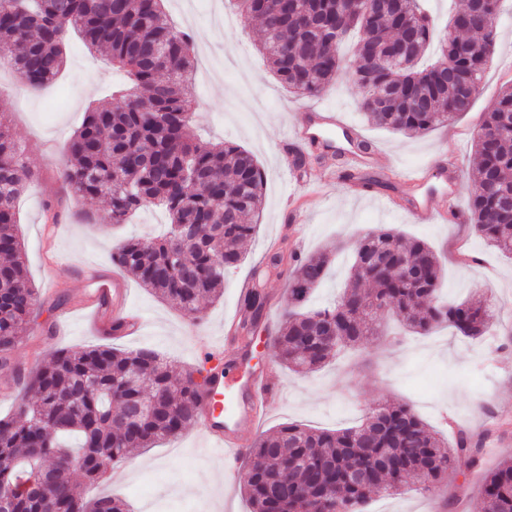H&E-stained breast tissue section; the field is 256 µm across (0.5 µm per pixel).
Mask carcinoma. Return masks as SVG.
I'll list each match as a JSON object with an SVG mask.
<instances>
[{
    "mask_svg": "<svg viewBox=\"0 0 512 512\" xmlns=\"http://www.w3.org/2000/svg\"><path fill=\"white\" fill-rule=\"evenodd\" d=\"M241 16L260 20L258 50L290 93L316 98L340 77L339 46L353 30L359 48L351 75L374 90L360 109L375 125L420 136L470 110L494 52L498 21L484 0L457 12L455 39L440 36L421 0H387L363 19L350 0H234ZM104 52L124 78L116 105L86 112L67 146L62 187L75 201L105 199L111 222L140 209L165 210L160 238L121 241L112 261L140 285L193 316L199 302L220 297L224 278L244 259L256 232L264 172L233 144L211 145L191 131L193 38L171 26L162 0H0V54L30 88L56 80L70 32ZM454 67H419L432 42ZM474 151L478 180L469 219L478 236L512 255V85L484 113ZM34 174L0 115V364L39 309L30 283L16 203ZM339 246L295 260L288 300L273 348L294 372L312 373L345 347L382 335L385 316L425 336L445 325L467 338L488 334L495 311L441 295L442 274L425 241L392 228L366 232L354 250L349 282L335 303L304 308L328 276ZM268 303L260 288L242 298L240 329L250 332ZM198 367L175 376L172 362L142 347L95 346L55 351L24 376L25 394L0 417V490L15 489L7 512H127L110 496L84 499L73 474L94 483L109 470L195 422ZM472 434L453 446L409 405H378L338 431L284 423L249 449L243 492L252 512H362L373 496L439 489L448 471L478 465ZM483 512H512V456L482 475Z\"/></svg>",
    "mask_w": 512,
    "mask_h": 512,
    "instance_id": "carcinoma-1",
    "label": "carcinoma"
}]
</instances>
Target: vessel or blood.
Wrapping results in <instances>:
<instances>
[{
	"instance_id": "vessel-or-blood-1",
	"label": "vessel or blood",
	"mask_w": 512,
	"mask_h": 512,
	"mask_svg": "<svg viewBox=\"0 0 512 512\" xmlns=\"http://www.w3.org/2000/svg\"><path fill=\"white\" fill-rule=\"evenodd\" d=\"M341 121L334 112L317 105L302 110L284 144L293 147L311 145L321 140L324 131L339 127ZM236 328L228 326L217 339L201 337L197 348L207 359V380L194 393L196 432L204 446L219 453L225 474H232L234 464L244 449L236 437L241 427L258 430L264 423L274 383L271 373L241 374L239 368L224 369L220 359L225 347L234 344Z\"/></svg>"
}]
</instances>
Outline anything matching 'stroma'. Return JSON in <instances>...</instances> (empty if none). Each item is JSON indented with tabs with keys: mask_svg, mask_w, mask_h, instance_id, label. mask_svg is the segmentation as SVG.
<instances>
[{
	"mask_svg": "<svg viewBox=\"0 0 512 512\" xmlns=\"http://www.w3.org/2000/svg\"><path fill=\"white\" fill-rule=\"evenodd\" d=\"M219 0H164L180 30L207 32L211 38L196 52L198 70L192 89V129L215 145L231 142L248 150L266 174L264 200L257 231L245 246L244 261L224 281L222 296L202 302L187 316L157 298L136 281H129V305L139 312L142 327L114 337L93 329L84 316L97 280L112 277L115 246L129 237L164 231L165 212L140 210L126 224H111L102 201L75 202L64 195L59 170L66 162V145L91 104L109 99L112 64L88 49L78 36L66 44V63L58 79L39 89L24 85L9 66L0 65V113H6L15 136L27 149L35 175L31 190L17 203L18 234L25 246L29 277L40 293L39 313L22 333L9 364L0 366V416L11 413L19 391L20 371L46 362L56 349L82 350L97 344L120 349L147 346L180 369L196 368L200 360L193 331L217 337L225 321L238 316L243 284L278 244L284 255L280 268L264 282L268 304L255 335L264 338L251 361L255 370H272L276 394L264 425L272 431L286 422L319 430L354 426L369 408L385 403L411 405L445 441L457 428L481 436L484 465L512 454V255L484 244L468 219L467 202L477 180L474 137L484 112L512 84V15H504L494 54L484 74L482 91L469 112L422 137H408L370 124L359 110L361 88L347 79L320 96L345 120L356 125L374 154L370 177L388 170L429 166L434 176L420 190L399 181L353 192L349 181L319 179L324 159L308 153L310 165L300 183H289L281 165L279 143L288 114L299 112L305 99L284 90L260 56L255 42L257 20L222 27L210 16ZM457 161L463 175L448 180V163ZM428 192L432 199L454 198L455 213L429 223L409 221L402 210L384 205L397 197L402 205ZM57 202L59 218L43 210L44 201ZM90 220H83V213ZM386 226L424 239L435 250L443 269L442 294L455 301H486L496 309L492 332L468 339L448 328L428 336H369L358 350L346 352L319 371L296 374L280 367L270 344L288 300L290 255L305 257L339 241L349 249L369 229ZM62 264L49 273L46 262ZM220 458L203 448L195 429L139 452L128 463L88 488V496L108 494L127 500L133 512H250L242 479L225 485ZM480 472H449L445 498L408 491L376 496L364 512H481Z\"/></svg>",
	"mask_w": 512,
	"mask_h": 512,
	"instance_id": "stroma-1",
	"label": "stroma"
}]
</instances>
